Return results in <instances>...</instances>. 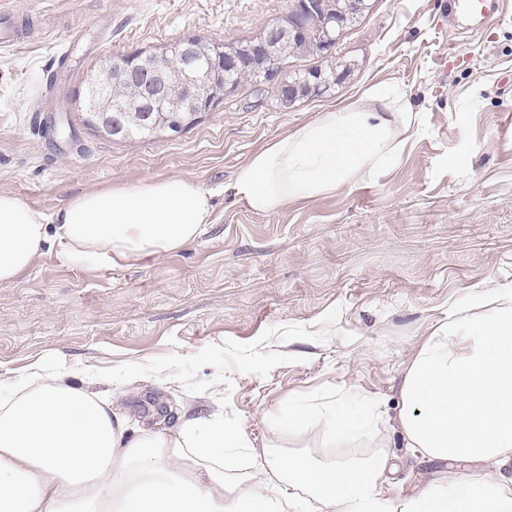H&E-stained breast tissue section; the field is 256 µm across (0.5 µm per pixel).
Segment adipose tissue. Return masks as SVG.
Masks as SVG:
<instances>
[{
	"instance_id": "obj_1",
	"label": "adipose tissue",
	"mask_w": 512,
	"mask_h": 512,
	"mask_svg": "<svg viewBox=\"0 0 512 512\" xmlns=\"http://www.w3.org/2000/svg\"><path fill=\"white\" fill-rule=\"evenodd\" d=\"M420 120L400 84L375 82L358 102L260 146L236 171L234 194L273 214L366 182L398 163ZM212 209L211 190L183 177L85 192L51 217L1 192L0 284L56 244L67 260L115 265L176 252ZM95 383L37 370L0 394V512H512V285L449 307L407 362L396 415L355 389L338 401H289L267 415L271 439L259 450L244 449L219 416L134 423ZM382 423L412 453L466 471L403 495L384 450L314 454Z\"/></svg>"
}]
</instances>
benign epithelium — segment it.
<instances>
[{"label": "benign epithelium", "mask_w": 512, "mask_h": 512, "mask_svg": "<svg viewBox=\"0 0 512 512\" xmlns=\"http://www.w3.org/2000/svg\"><path fill=\"white\" fill-rule=\"evenodd\" d=\"M371 8V0H294V6L285 24H272L263 28L259 40L250 45H233L226 50V65L237 68L241 56L260 51L267 60L264 68V84L273 88L281 102L293 106L303 100L306 91L324 94L326 88H334L333 82L327 87L311 82L307 76L288 77L286 66L281 64L286 47L300 39H308L313 21L319 22L322 36L314 44L315 51L322 58L335 56V50L347 27L360 19ZM215 44L198 37L181 40V51L186 55V65L174 74L163 72L161 63L169 56L170 47L163 45L145 52L156 62L153 71L141 69L140 63L126 60L119 63H106L100 68L87 71L81 79V86L73 97L79 122L87 124L98 135L115 139L120 127L112 124V113L125 112L129 116L137 115L142 104L159 101L164 103V112L159 114L150 133L159 136H175L181 133L189 122L202 119L207 109L204 102L222 98L231 91V83L204 84L200 73L210 69L215 59L199 51ZM112 85L130 86L143 93L134 96L116 106L112 97H100L90 100L94 90Z\"/></svg>", "instance_id": "7a95c632"}]
</instances>
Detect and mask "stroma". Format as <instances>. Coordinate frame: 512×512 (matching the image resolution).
Masks as SVG:
<instances>
[{"label": "stroma", "instance_id": "35a3bbf8", "mask_svg": "<svg viewBox=\"0 0 512 512\" xmlns=\"http://www.w3.org/2000/svg\"><path fill=\"white\" fill-rule=\"evenodd\" d=\"M31 38L0 49V192L46 214L93 189L186 177L215 189L202 235L111 266L59 247L0 284V376L96 377L138 422L233 421L263 448L267 412L356 387L396 406L402 371L449 304L512 284V22L448 23V0H374L337 48L357 68L332 94L282 108L241 83L182 133L141 141L84 127L64 141L40 119L106 59L188 36L255 37L290 0H8ZM401 84L422 124L399 163L368 182L269 215L238 202L240 164L265 141ZM392 487L439 463L389 427Z\"/></svg>", "mask_w": 512, "mask_h": 512}]
</instances>
